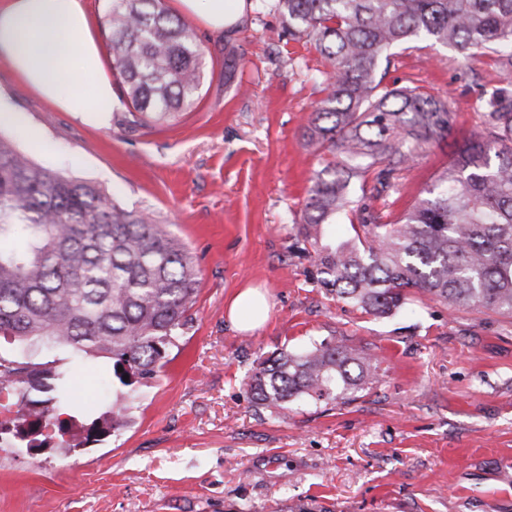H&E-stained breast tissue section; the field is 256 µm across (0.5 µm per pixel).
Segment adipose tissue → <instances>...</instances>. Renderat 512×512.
I'll return each instance as SVG.
<instances>
[{
    "mask_svg": "<svg viewBox=\"0 0 512 512\" xmlns=\"http://www.w3.org/2000/svg\"><path fill=\"white\" fill-rule=\"evenodd\" d=\"M177 15L214 33L242 25L249 0H173ZM86 0H0V62L63 112L105 124L122 103Z\"/></svg>",
    "mask_w": 512,
    "mask_h": 512,
    "instance_id": "1",
    "label": "adipose tissue"
}]
</instances>
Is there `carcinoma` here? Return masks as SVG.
<instances>
[{"label":"carcinoma","mask_w":512,"mask_h":512,"mask_svg":"<svg viewBox=\"0 0 512 512\" xmlns=\"http://www.w3.org/2000/svg\"><path fill=\"white\" fill-rule=\"evenodd\" d=\"M271 8L324 62L326 96L303 131L322 162L295 224V239L311 249L313 283L378 317L412 300L414 289L450 310L512 318V0H271ZM105 23L113 82L129 106L122 126L194 106L206 58L188 21L162 0H110ZM421 38L463 56L496 54L508 86L486 101L476 133L425 197L391 221L373 202L391 197L453 122L447 99L384 84L387 51ZM341 214L351 215L355 235L329 242L324 228ZM198 283L194 256L167 225L33 162L0 134V343L47 339L103 360L128 391L89 429L127 427L129 389L166 365ZM381 377L370 347L323 339L272 354L246 386L254 407L278 415L298 401H353ZM74 393L60 360L0 352V444L51 447L39 429L52 423L68 434L58 412Z\"/></svg>","instance_id":"obj_1"}]
</instances>
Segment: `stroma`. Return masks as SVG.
Here are the masks:
<instances>
[{
  "label": "stroma",
  "instance_id": "obj_1",
  "mask_svg": "<svg viewBox=\"0 0 512 512\" xmlns=\"http://www.w3.org/2000/svg\"><path fill=\"white\" fill-rule=\"evenodd\" d=\"M197 36L200 99L135 130L55 111L0 63V133L153 213L199 269L189 321L160 376L137 386L131 424L72 451L0 450V512H512V319L436 302L378 318L327 298L290 230L319 166L302 129L325 96L321 57L260 0L242 27ZM500 81L491 52L466 58L426 39L394 49L386 84L446 97L454 123L406 174L391 216L423 197ZM247 286L268 319L241 332L227 308ZM322 339L369 344L381 383L284 418L253 407L244 380L260 359ZM75 371L81 424L116 390L99 367Z\"/></svg>",
  "mask_w": 512,
  "mask_h": 512
}]
</instances>
